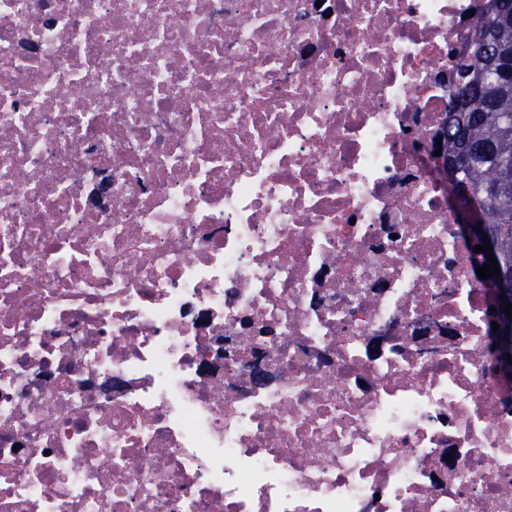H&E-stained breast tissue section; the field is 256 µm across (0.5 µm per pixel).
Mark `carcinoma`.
I'll list each match as a JSON object with an SVG mask.
<instances>
[{
	"mask_svg": "<svg viewBox=\"0 0 512 512\" xmlns=\"http://www.w3.org/2000/svg\"><path fill=\"white\" fill-rule=\"evenodd\" d=\"M487 8L474 29V51L459 58V81L443 132L446 163L465 153L464 205L477 204L482 226L512 266V0Z\"/></svg>",
	"mask_w": 512,
	"mask_h": 512,
	"instance_id": "carcinoma-1",
	"label": "carcinoma"
}]
</instances>
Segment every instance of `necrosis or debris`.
<instances>
[{"label":"necrosis or debris","instance_id":"1","mask_svg":"<svg viewBox=\"0 0 512 512\" xmlns=\"http://www.w3.org/2000/svg\"><path fill=\"white\" fill-rule=\"evenodd\" d=\"M482 5L0 0V512H512ZM474 29V51L457 63L459 81L448 105V125L443 132L445 163L457 156L452 166L438 171L448 182L451 200L461 201L464 182L467 195L457 212L459 231L473 251L482 246V226L494 235L504 264L512 267V0H501L502 9L490 4ZM510 13V16H509ZM477 203V208L469 207ZM473 264V266H474ZM489 238V242L492 244L493 252H487L486 249H484V252H482V257L479 263L472 269L473 276L478 279V281L483 284L486 288H489L490 290L493 289V285L485 282L480 281L484 279L478 278L477 275V269L478 267H483L484 264L489 265L490 262L487 259V254L493 253L495 258L498 261L499 268L501 271V277H497V275H493V277H489V279H492L494 282L498 285V292L496 293L495 297V308L497 309V312H495V316L493 318V322H496L499 326V330L496 331V333H493L491 328V323L488 330V336L487 338L490 339L491 335L493 336L494 344L497 345L496 351L498 352V349L500 346H510L511 339H512V269L504 268L501 265L500 256L496 247V243L493 239ZM502 294H505L507 296V300H501L500 296ZM507 303H511V315L510 317H507L506 313L504 312L505 305ZM505 334H508L507 340H504Z\"/></svg>","mask_w":512,"mask_h":512}]
</instances>
